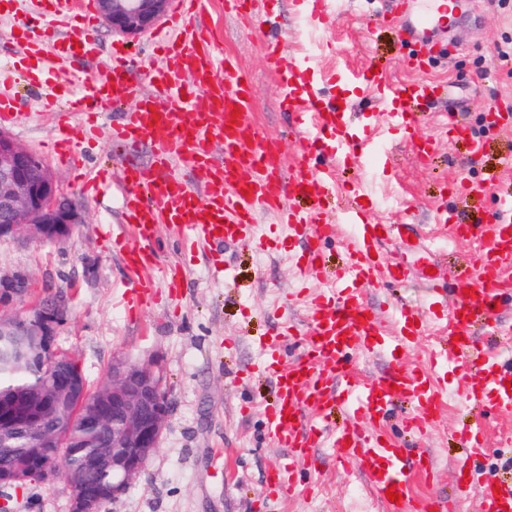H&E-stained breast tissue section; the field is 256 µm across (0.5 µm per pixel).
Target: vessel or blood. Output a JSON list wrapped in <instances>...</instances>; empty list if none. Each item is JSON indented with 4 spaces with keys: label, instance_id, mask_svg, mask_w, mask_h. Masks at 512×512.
Masks as SVG:
<instances>
[{
    "label": "vessel or blood",
    "instance_id": "b4317fda",
    "mask_svg": "<svg viewBox=\"0 0 512 512\" xmlns=\"http://www.w3.org/2000/svg\"><path fill=\"white\" fill-rule=\"evenodd\" d=\"M209 3L177 0L169 22L171 31L161 40L163 63L150 72L157 85L154 97H140L131 79L132 59L119 50L104 71L62 83L50 93L51 103L59 109L54 149L62 160L77 161L69 136L72 115L81 114L94 123L128 99L136 105L120 120L108 122L109 140L121 145L145 140L158 143L150 166L123 171V213L132 231V242L123 251L128 266L138 275L134 300L139 304L147 301L154 288L153 281L141 278L140 273L156 263L159 225L211 245L213 271L219 275L225 271L224 243L248 240L257 249H265L266 240L253 232L255 218L261 213L277 214L291 235L307 241L297 266L303 282L318 275L321 245L336 233L320 208L328 191L327 180L314 175L303 160L294 166L292 176H284L276 142L261 138L251 124L249 75L219 55L212 31L199 22ZM42 4L47 16L72 24L73 33L61 38L54 27L45 28L29 39L27 59L40 62L49 52L69 62L92 56L97 18L91 0H83L78 10L71 0H42ZM453 11L452 0H402L390 21L406 39L426 46ZM266 62L281 76L289 111L306 118L300 132L302 153L330 139L338 154L358 152L367 163L377 161L376 144L364 142L362 129L352 125L349 112L324 101L305 62L284 64L275 48L268 51ZM365 80L388 104L390 122L411 135L416 159L426 161L432 139L417 135L421 118L410 111L409 104L435 95L438 85L427 80L394 84L382 72L368 73ZM216 147L224 150L220 165L211 161ZM185 161L199 175L202 193L192 192L180 176ZM291 195L307 196L309 208L286 207ZM367 195L363 187L352 191L351 206L344 214L346 261L335 284L313 297L309 329L300 330L290 321L283 327L286 336H303L300 355L284 366L278 357V339L265 345L267 357L260 370L271 375L275 385V396L264 407L265 424L277 444L287 448L293 464L316 468V450L326 446L333 449L340 465H357L384 512H452L450 503L413 494L411 475L430 477L436 468L434 458L427 452L412 454L400 439L389 436L387 425L397 402L409 399L414 409L402 416V429L423 431L437 422L451 391L481 416L493 410L512 411V360L502 359L493 349L494 344L512 339V328L503 325L496 313L501 297L512 292V195L499 198L496 219L490 224L455 225L446 210L435 212V222L451 224L452 241L475 245L453 290L456 302L443 317L447 337L459 339L451 386L439 379L442 365L438 359L409 370L395 356L414 337L427 335L430 324L423 314L395 302L398 327L391 333L366 297L367 288H386L408 277V266L386 257L383 244L388 236L402 237L412 230L408 224H380L369 211ZM357 352L385 358V370L375 377L358 375L350 361ZM340 402L349 415L341 427H328L327 415ZM458 435L468 450L458 464L467 473L462 491L478 496L481 512H512V483L498 482L472 466L488 453L484 428L464 426ZM390 488L401 494V502L388 499Z\"/></svg>",
    "mask_w": 512,
    "mask_h": 512
}]
</instances>
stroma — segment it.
<instances>
[{
	"label": "stroma",
	"mask_w": 512,
	"mask_h": 512,
	"mask_svg": "<svg viewBox=\"0 0 512 512\" xmlns=\"http://www.w3.org/2000/svg\"><path fill=\"white\" fill-rule=\"evenodd\" d=\"M398 2L380 0L376 12L364 15L344 0L334 21L319 28L291 0H257L255 14L245 24L225 14L222 0H211L204 21L214 28L219 51L248 72L255 97L252 121L260 135L276 141L287 166H294L300 156L294 131L301 117L286 110L283 87L266 67L269 46L280 45L285 62L297 56L308 59L327 98L364 113L384 148L375 165L365 168L336 158L324 140L309 166L333 170L335 194L325 203L330 223H342V198L362 183L383 221L412 225L413 240L395 237L386 249L411 265L399 293L424 311L430 282L453 287L470 255L469 244H446L441 227L433 222L435 209H448L460 224H485L493 219L499 196L512 192V180L499 182L477 206L455 191L463 179L490 177L503 159H512V130L495 127L485 112L491 102L512 100V62L501 63L495 52L512 43V0L506 5L500 0H456L447 29L437 33V46L423 53L401 46L397 32L384 21ZM18 9L17 15L0 18V71L6 73L26 52L25 40L14 34L16 26L37 27L44 19L39 0H18ZM97 38L98 54L81 62V69L89 74L104 70L113 46H125L136 60L132 76L140 96L153 95L148 71L159 61L155 32L127 39L102 22ZM374 68L399 81L447 84V93L419 102L415 109L424 121L423 133H433L446 121L460 127V135L435 142L427 162H418L409 139L389 124L376 92L358 84V76ZM13 91L18 116L9 135L44 158L61 191L86 213L85 223L75 225L63 242L33 234L0 239V271H22L30 277V292L17 310L65 292L68 312L57 344L79 359L90 387L106 380L113 355L140 362L156 359L171 400L153 458L125 495L103 512H379L356 486V466H340L327 448L319 451L317 469L297 470L290 490L266 493L269 474L284 466L288 456L267 431L262 415L261 405L271 399L274 381L253 365L264 356L263 341L282 330L283 319L271 314L274 307H286L287 319L296 323L312 320L308 304L292 298L294 262L303 242L291 239L272 216L259 215L257 231L268 238V251L258 253L241 243L225 246L224 257L234 271L233 279L226 280L214 274L207 245H190L160 226L155 251L161 263L181 265L182 292L170 296L160 282L149 301L130 307L133 278L123 251L112 245L113 235L129 232L122 217L123 186L116 181L105 195L87 197L78 175L149 164L152 143L113 146L105 133L83 135L85 119L75 116L71 133L83 167L74 169L51 149L54 128L44 108L46 84L18 78ZM475 137L484 144L479 157L472 153ZM430 268L435 271L431 281L426 278ZM474 420L468 407L449 396L438 424L414 442L437 460L434 482L413 477L416 495L445 497L459 501L462 512H480L477 497L459 498L453 466L466 454L455 430ZM483 425L489 452L481 467L492 476L512 477V450L498 445L500 435L512 429V417L491 416ZM18 500L19 512H69L70 492L60 480L34 482L19 491Z\"/></svg>",
	"instance_id": "35a3bbf8"
}]
</instances>
